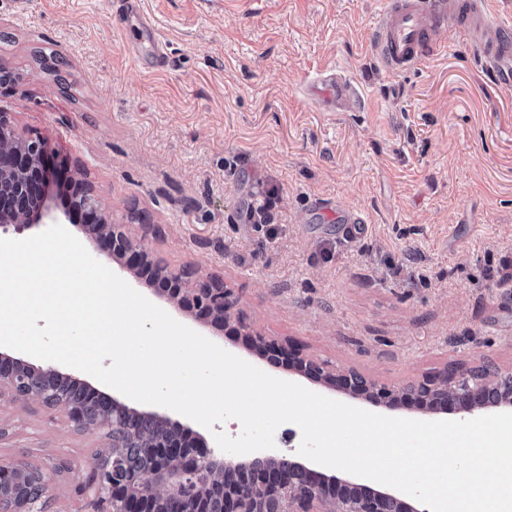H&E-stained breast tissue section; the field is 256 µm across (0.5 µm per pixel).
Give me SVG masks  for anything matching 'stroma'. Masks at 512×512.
Listing matches in <instances>:
<instances>
[{"instance_id":"1","label":"stroma","mask_w":512,"mask_h":512,"mask_svg":"<svg viewBox=\"0 0 512 512\" xmlns=\"http://www.w3.org/2000/svg\"><path fill=\"white\" fill-rule=\"evenodd\" d=\"M170 57L149 67L107 0H0V112L173 267L222 279L251 329L384 384L512 369V86L462 31L405 70L373 53L385 0H141ZM56 52L68 93L35 58ZM338 72L359 108L304 94ZM360 217L348 239L317 200ZM266 205V221H249ZM133 289L230 353L343 403L363 400L259 359L227 332ZM104 433L0 398V458L50 480L45 512H94Z\"/></svg>"}]
</instances>
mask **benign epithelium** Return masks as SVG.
<instances>
[{
  "label": "benign epithelium",
  "mask_w": 512,
  "mask_h": 512,
  "mask_svg": "<svg viewBox=\"0 0 512 512\" xmlns=\"http://www.w3.org/2000/svg\"><path fill=\"white\" fill-rule=\"evenodd\" d=\"M43 141L27 139L14 129L4 112L0 113V229L13 227L19 232L51 218L47 194L56 183L60 170L52 166ZM74 192L72 212L87 218L83 231L97 253L107 259L124 261L123 268L131 275L149 268L170 287L165 289L167 301L191 313L211 326L226 330L233 340L250 347L255 355L273 365H283L296 374L328 388L365 400L375 406L396 407L412 404L425 415L436 414V408L453 400L462 412L481 416L489 411L512 408V395L493 399L492 387L511 372L486 367V377L476 380L474 369L458 367L437 380L410 381L403 385L380 384L366 376H353L354 370H326L318 361L292 346L253 333L239 313L238 298L214 277H204L190 267H170L159 261L145 244L124 224H114L97 200L90 199L85 184L72 179ZM0 361L10 368L0 371V395L8 394L18 401L36 399L47 406L63 410L68 418L86 428L105 430L112 436V422L99 414L98 403L105 400L100 392L89 389L83 406L48 400L34 392L21 393L18 377L23 371L50 373L63 380L74 381L52 367H38L23 359L0 353ZM120 441L111 440L107 450L96 455L91 467V485L96 489L97 512H210L202 491L215 481L224 483V512H418L411 497L374 490L354 492L357 484L328 477L299 461L296 465L304 475L306 491L283 498L286 487L295 481V471L278 474L263 468L247 467L240 456L211 449L196 442L157 437L151 444L152 461L146 470L117 469L115 448ZM246 479L261 493L257 499H245L237 491L242 469ZM25 470L12 461L0 458V512H28L27 504L16 494L3 488L22 480Z\"/></svg>",
  "instance_id": "benign-epithelium-1"
}]
</instances>
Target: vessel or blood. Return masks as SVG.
I'll return each mask as SVG.
<instances>
[{
	"mask_svg": "<svg viewBox=\"0 0 512 512\" xmlns=\"http://www.w3.org/2000/svg\"><path fill=\"white\" fill-rule=\"evenodd\" d=\"M110 15L123 30L149 36L155 31L139 0H111ZM464 22L489 75L512 82V37L496 24L487 0H467ZM449 27L447 0H388L374 50L386 70L396 72L416 61L434 37ZM306 91L311 101L328 112L350 107L358 98L351 84L336 74H316Z\"/></svg>",
	"mask_w": 512,
	"mask_h": 512,
	"instance_id": "b4317fda",
	"label": "vessel or blood"
}]
</instances>
